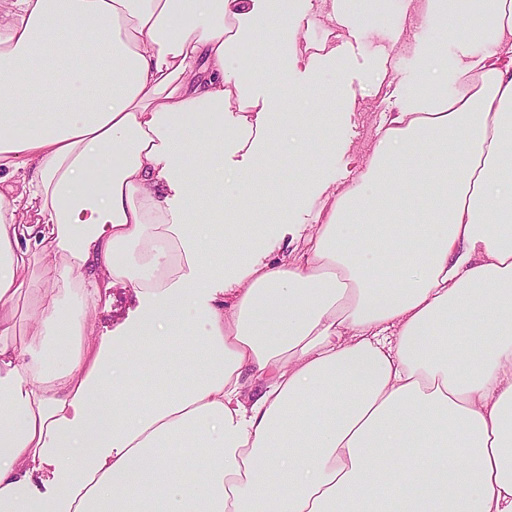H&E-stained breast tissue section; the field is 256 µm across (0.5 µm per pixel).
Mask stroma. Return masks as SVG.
Instances as JSON below:
<instances>
[{
    "instance_id": "obj_1",
    "label": "stroma",
    "mask_w": 512,
    "mask_h": 512,
    "mask_svg": "<svg viewBox=\"0 0 512 512\" xmlns=\"http://www.w3.org/2000/svg\"><path fill=\"white\" fill-rule=\"evenodd\" d=\"M419 2L382 0L378 23L371 27L361 20L360 8L348 7L342 22L331 25L325 20L332 9L331 0H315L310 9L304 0H296L301 32L338 52L335 61L318 60L308 76L309 84L321 96V111H343L340 138L348 144L343 151L312 155L319 181L330 180L339 186L348 182L350 171L370 155L385 113L392 111L422 73L425 49L441 43L452 53L462 41L459 30L440 32L422 25ZM385 64L390 65L393 76L376 84V73ZM139 306L132 288L121 283L112 286L87 309L95 336L122 335Z\"/></svg>"
}]
</instances>
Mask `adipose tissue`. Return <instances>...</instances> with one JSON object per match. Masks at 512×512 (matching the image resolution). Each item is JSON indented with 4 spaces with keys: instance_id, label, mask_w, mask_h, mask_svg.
Listing matches in <instances>:
<instances>
[{
    "instance_id": "1",
    "label": "adipose tissue",
    "mask_w": 512,
    "mask_h": 512,
    "mask_svg": "<svg viewBox=\"0 0 512 512\" xmlns=\"http://www.w3.org/2000/svg\"><path fill=\"white\" fill-rule=\"evenodd\" d=\"M422 19L466 20L460 52L312 223L265 224L304 188L260 157L308 166L340 122L277 99L268 35L315 59L288 0H0V512H512V0ZM187 127L220 274L174 208ZM117 283L143 309L91 337ZM189 211H195L200 214H207L211 217L212 224H225L229 220V211L227 206L218 196L211 195L203 186H198L194 197L189 205ZM32 270L33 274H31V277L33 276V285H31L28 288H26L25 286L22 290V294L14 300L13 304L17 313V321L20 330H26L28 327L34 324V321L31 317L32 310L34 307L32 299V289L43 287L42 281L40 279L41 271L39 266H36L35 268L33 267Z\"/></svg>"
}]
</instances>
